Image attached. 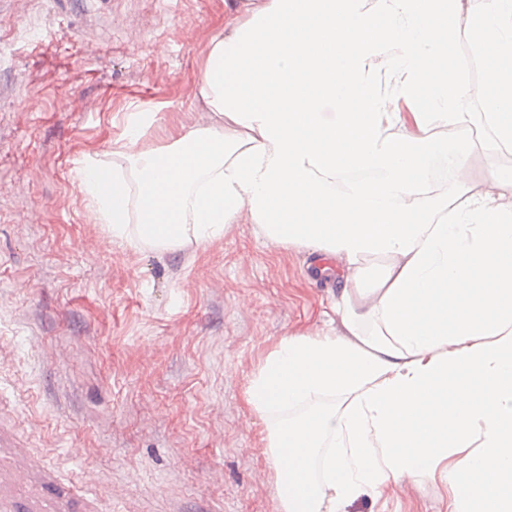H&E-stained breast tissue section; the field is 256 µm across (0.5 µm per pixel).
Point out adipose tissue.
<instances>
[{
	"mask_svg": "<svg viewBox=\"0 0 512 512\" xmlns=\"http://www.w3.org/2000/svg\"><path fill=\"white\" fill-rule=\"evenodd\" d=\"M256 0L203 64L210 123L161 150L134 112L111 188L79 179L116 241L174 254L256 225L341 264L338 326L283 337L246 391L269 423L279 512H348L443 483L448 512H512V184L428 196L430 162L469 176L449 14L467 0ZM466 32L493 62L484 120L512 147V0Z\"/></svg>",
	"mask_w": 512,
	"mask_h": 512,
	"instance_id": "ef3b65f1",
	"label": "adipose tissue"
}]
</instances>
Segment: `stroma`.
Wrapping results in <instances>:
<instances>
[{
    "instance_id": "35a3bbf8",
    "label": "stroma",
    "mask_w": 512,
    "mask_h": 512,
    "mask_svg": "<svg viewBox=\"0 0 512 512\" xmlns=\"http://www.w3.org/2000/svg\"><path fill=\"white\" fill-rule=\"evenodd\" d=\"M247 0H0V512H277L267 425L246 402L279 340L335 319L315 251L229 224L204 249L110 240L79 186L111 166L132 112L168 145L199 71ZM458 33L470 173L512 181L483 121L487 59ZM350 512H446L440 485L391 488Z\"/></svg>"
}]
</instances>
